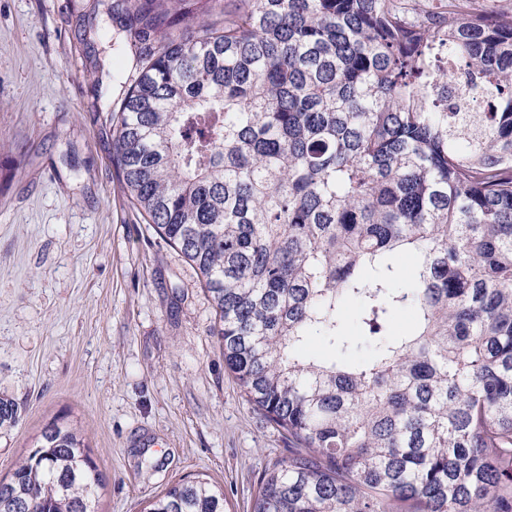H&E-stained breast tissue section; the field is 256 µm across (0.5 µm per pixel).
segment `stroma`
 <instances>
[{
    "mask_svg": "<svg viewBox=\"0 0 512 512\" xmlns=\"http://www.w3.org/2000/svg\"><path fill=\"white\" fill-rule=\"evenodd\" d=\"M97 0H0V479L45 425L80 426L99 512H145L204 473L250 512L287 435L224 367L196 271L125 195L111 115L131 55Z\"/></svg>",
    "mask_w": 512,
    "mask_h": 512,
    "instance_id": "obj_1",
    "label": "stroma"
}]
</instances>
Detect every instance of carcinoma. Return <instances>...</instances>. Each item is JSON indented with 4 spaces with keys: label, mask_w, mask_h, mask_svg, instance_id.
<instances>
[{
    "label": "carcinoma",
    "mask_w": 512,
    "mask_h": 512,
    "mask_svg": "<svg viewBox=\"0 0 512 512\" xmlns=\"http://www.w3.org/2000/svg\"><path fill=\"white\" fill-rule=\"evenodd\" d=\"M98 2L136 61L112 116L122 188L197 270L225 368L293 444L251 512H512V8ZM19 417L0 399V427ZM102 486L79 427L53 421L0 512H96ZM224 502L197 475L147 512Z\"/></svg>",
    "instance_id": "carcinoma-1"
}]
</instances>
